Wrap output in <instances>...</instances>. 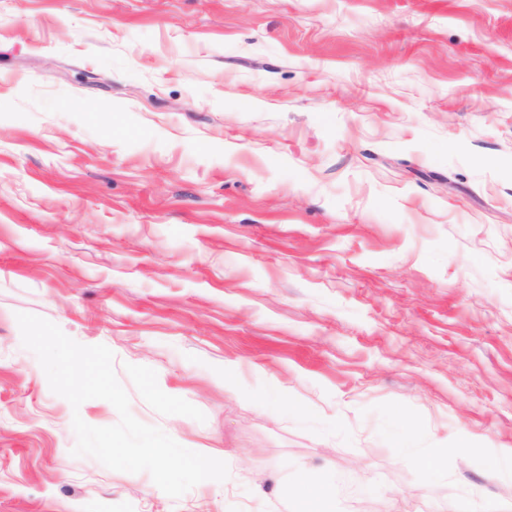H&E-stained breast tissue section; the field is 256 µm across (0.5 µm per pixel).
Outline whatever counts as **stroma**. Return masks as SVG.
Masks as SVG:
<instances>
[{
    "label": "stroma",
    "instance_id": "1",
    "mask_svg": "<svg viewBox=\"0 0 512 512\" xmlns=\"http://www.w3.org/2000/svg\"><path fill=\"white\" fill-rule=\"evenodd\" d=\"M20 313L228 478L72 456L119 415L51 391ZM302 482L512 512V0H0V512Z\"/></svg>",
    "mask_w": 512,
    "mask_h": 512
}]
</instances>
